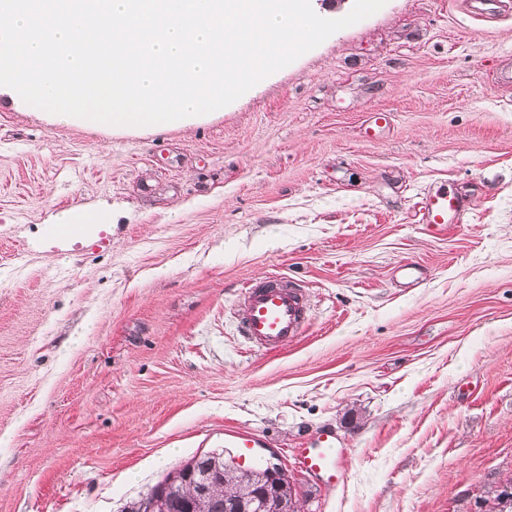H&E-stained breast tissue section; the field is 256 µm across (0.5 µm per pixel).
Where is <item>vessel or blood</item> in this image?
<instances>
[{"mask_svg": "<svg viewBox=\"0 0 512 512\" xmlns=\"http://www.w3.org/2000/svg\"><path fill=\"white\" fill-rule=\"evenodd\" d=\"M464 209L461 198L438 187L424 193L417 215L420 223L439 231L459 223ZM241 310L242 336L269 351L280 350L301 336L310 321L302 290L281 274L246 286L241 294ZM344 457V449L337 445L329 431L319 433L317 440L298 451L301 469L333 486L344 478Z\"/></svg>", "mask_w": 512, "mask_h": 512, "instance_id": "vessel-or-blood-1", "label": "vessel or blood"}]
</instances>
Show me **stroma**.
I'll use <instances>...</instances> for the list:
<instances>
[{
	"mask_svg": "<svg viewBox=\"0 0 512 512\" xmlns=\"http://www.w3.org/2000/svg\"><path fill=\"white\" fill-rule=\"evenodd\" d=\"M507 53L512 10L387 0L189 127L0 95V512H135L229 431L301 512H487L512 480ZM440 185L467 208L434 233L416 210ZM78 206L111 221L48 232ZM274 273L311 321L268 352L237 319ZM324 427L348 450L334 487L292 453Z\"/></svg>",
	"mask_w": 512,
	"mask_h": 512,
	"instance_id": "35a3bbf8",
	"label": "stroma"
}]
</instances>
